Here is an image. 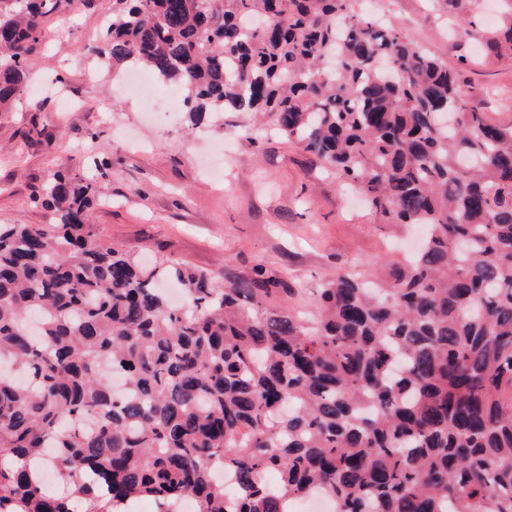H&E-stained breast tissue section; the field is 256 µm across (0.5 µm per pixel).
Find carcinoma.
<instances>
[{"mask_svg": "<svg viewBox=\"0 0 512 512\" xmlns=\"http://www.w3.org/2000/svg\"><path fill=\"white\" fill-rule=\"evenodd\" d=\"M357 2L112 0L113 69L178 88L192 122L268 117L426 240L392 282L336 273L310 321L262 308L292 288L261 267L142 266L90 224L97 182L53 174V223L0 224V512H292L320 491L334 512H512V124ZM439 2L512 57V0L487 29L481 0ZM70 4L0 0V105ZM50 457L62 494L33 478Z\"/></svg>", "mask_w": 512, "mask_h": 512, "instance_id": "1", "label": "carcinoma"}]
</instances>
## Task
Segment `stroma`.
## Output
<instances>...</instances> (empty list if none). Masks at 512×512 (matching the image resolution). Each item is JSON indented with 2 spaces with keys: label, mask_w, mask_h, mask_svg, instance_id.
Here are the masks:
<instances>
[{
  "label": "stroma",
  "mask_w": 512,
  "mask_h": 512,
  "mask_svg": "<svg viewBox=\"0 0 512 512\" xmlns=\"http://www.w3.org/2000/svg\"><path fill=\"white\" fill-rule=\"evenodd\" d=\"M376 12L428 48L470 86H485L489 118L512 124V60H485L479 47L448 34L431 0H376ZM112 0H74L47 15L22 94L0 108V224H49L34 204L60 166L86 176L111 164L91 222L103 239L143 264L168 258L223 275L255 266L287 278L294 295L266 308L313 310V293L345 269L390 277L417 232L378 224L363 198L343 189L301 148L245 115H207L192 125L143 118L133 94L95 52ZM98 71L87 81L86 69Z\"/></svg>",
  "instance_id": "1"
}]
</instances>
